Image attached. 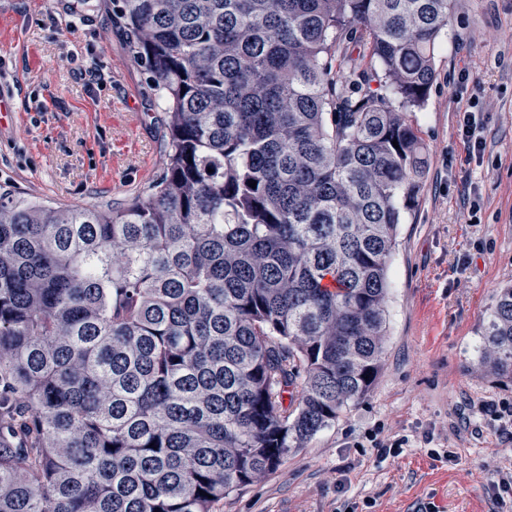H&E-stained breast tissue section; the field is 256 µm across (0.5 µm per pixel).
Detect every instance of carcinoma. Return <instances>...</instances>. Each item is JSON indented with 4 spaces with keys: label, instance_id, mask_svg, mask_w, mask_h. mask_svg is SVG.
I'll list each match as a JSON object with an SVG mask.
<instances>
[{
    "label": "carcinoma",
    "instance_id": "carcinoma-1",
    "mask_svg": "<svg viewBox=\"0 0 512 512\" xmlns=\"http://www.w3.org/2000/svg\"><path fill=\"white\" fill-rule=\"evenodd\" d=\"M450 19V0H112L167 160L120 210L0 194V512H213L370 391ZM482 338L512 381V286Z\"/></svg>",
    "mask_w": 512,
    "mask_h": 512
}]
</instances>
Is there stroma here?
<instances>
[{"mask_svg":"<svg viewBox=\"0 0 512 512\" xmlns=\"http://www.w3.org/2000/svg\"><path fill=\"white\" fill-rule=\"evenodd\" d=\"M96 66L87 86L80 69ZM0 192L112 209L163 170L168 116L112 25L110 0H0ZM475 112L484 149L461 133ZM413 118L427 146L388 269L383 368L273 472L214 512H489L512 467L490 403L512 405L479 363L484 322L512 285V0H451L431 93ZM473 429L457 431L459 414ZM404 439L377 460L374 438ZM450 450L453 460L441 459Z\"/></svg>","mask_w":512,"mask_h":512,"instance_id":"1","label":"stroma"}]
</instances>
